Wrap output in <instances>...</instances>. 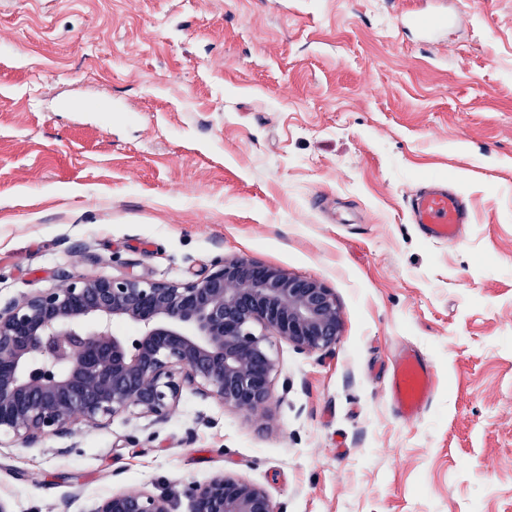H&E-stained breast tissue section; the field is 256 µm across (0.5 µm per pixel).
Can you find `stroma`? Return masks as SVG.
I'll use <instances>...</instances> for the list:
<instances>
[{
  "mask_svg": "<svg viewBox=\"0 0 512 512\" xmlns=\"http://www.w3.org/2000/svg\"><path fill=\"white\" fill-rule=\"evenodd\" d=\"M433 178L460 241L410 220ZM225 258L333 288L336 344L274 340L261 411L187 387L161 420L0 435L7 512H192L224 473L281 512H512V0H0V303ZM407 348L436 374L411 422ZM435 372L431 363L415 350L400 353L393 365L389 394L395 414L403 421L415 419L431 402ZM94 512H175V508L168 496L123 492L106 499Z\"/></svg>",
  "mask_w": 512,
  "mask_h": 512,
  "instance_id": "35a3bbf8",
  "label": "stroma"
}]
</instances>
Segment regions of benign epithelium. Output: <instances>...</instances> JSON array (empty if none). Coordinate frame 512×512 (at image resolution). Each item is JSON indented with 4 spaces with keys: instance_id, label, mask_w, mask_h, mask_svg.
Listing matches in <instances>:
<instances>
[{
    "instance_id": "1",
    "label": "benign epithelium",
    "mask_w": 512,
    "mask_h": 512,
    "mask_svg": "<svg viewBox=\"0 0 512 512\" xmlns=\"http://www.w3.org/2000/svg\"><path fill=\"white\" fill-rule=\"evenodd\" d=\"M341 331L333 289L247 259L185 284L73 277L0 309V432L37 438L129 410L163 419L186 386L229 408L264 409L277 371L271 339L310 353L331 349ZM189 494L193 512H278L264 489L225 474ZM95 512L175 508L167 496L123 492Z\"/></svg>"
}]
</instances>
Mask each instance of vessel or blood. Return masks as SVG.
Masks as SVG:
<instances>
[{"label":"vessel or blood","instance_id":"obj_1","mask_svg":"<svg viewBox=\"0 0 512 512\" xmlns=\"http://www.w3.org/2000/svg\"><path fill=\"white\" fill-rule=\"evenodd\" d=\"M411 220L426 238L453 242L469 223L470 215L461 196L445 184L433 182L419 188L410 202ZM435 372L431 363L413 350L400 353L393 365L389 394L395 414L404 421L415 419L431 402Z\"/></svg>","mask_w":512,"mask_h":512}]
</instances>
